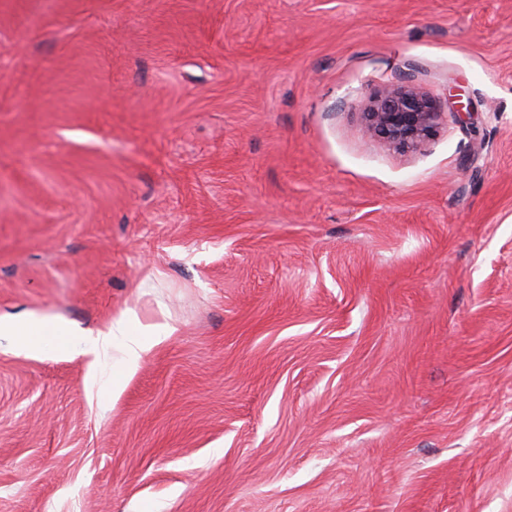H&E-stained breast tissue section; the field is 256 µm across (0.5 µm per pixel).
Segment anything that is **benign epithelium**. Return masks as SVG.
<instances>
[{"label":"benign epithelium","instance_id":"benign-epithelium-1","mask_svg":"<svg viewBox=\"0 0 512 512\" xmlns=\"http://www.w3.org/2000/svg\"><path fill=\"white\" fill-rule=\"evenodd\" d=\"M441 118L440 102L408 79L368 102L363 134L398 150H413L433 135Z\"/></svg>","mask_w":512,"mask_h":512}]
</instances>
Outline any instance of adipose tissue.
Returning a JSON list of instances; mask_svg holds the SVG:
<instances>
[{
    "mask_svg": "<svg viewBox=\"0 0 512 512\" xmlns=\"http://www.w3.org/2000/svg\"><path fill=\"white\" fill-rule=\"evenodd\" d=\"M172 333L170 325L143 326L133 315L126 313L94 332L79 331L66 322L47 317L0 318V339H6L14 350L41 354L58 346L70 355L97 361L118 344L123 348V369L127 372L135 371L143 355Z\"/></svg>",
    "mask_w": 512,
    "mask_h": 512,
    "instance_id": "1",
    "label": "adipose tissue"
}]
</instances>
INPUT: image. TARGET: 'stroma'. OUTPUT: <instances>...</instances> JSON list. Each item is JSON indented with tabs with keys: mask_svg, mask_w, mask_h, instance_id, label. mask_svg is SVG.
I'll use <instances>...</instances> for the list:
<instances>
[{
	"mask_svg": "<svg viewBox=\"0 0 512 512\" xmlns=\"http://www.w3.org/2000/svg\"><path fill=\"white\" fill-rule=\"evenodd\" d=\"M129 310L0 346V512H512V0H0V318ZM443 113L439 101L408 79L368 102L363 134L398 150H413L433 135ZM174 328L169 324L141 326L137 319L123 313L112 319L103 329L84 332L64 321L47 317L24 320L0 318V339H6L17 351L42 354L60 346L72 356L92 357V364L108 355L116 343L123 348V369L135 371L143 355L171 336Z\"/></svg>",
	"mask_w": 512,
	"mask_h": 512,
	"instance_id": "obj_1",
	"label": "stroma"
}]
</instances>
